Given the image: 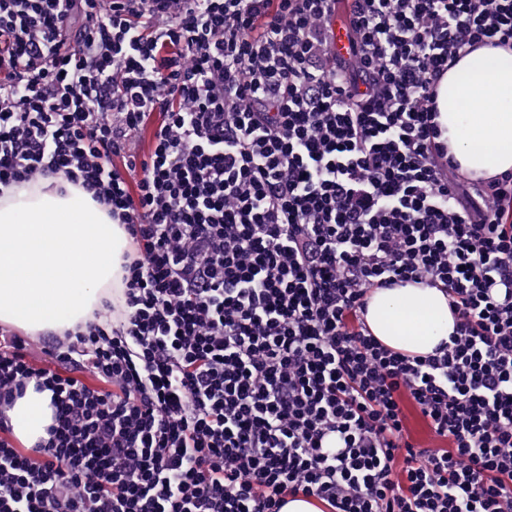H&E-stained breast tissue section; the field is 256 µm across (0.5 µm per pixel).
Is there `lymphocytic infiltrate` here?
<instances>
[{"instance_id": "f902f5d3", "label": "lymphocytic infiltrate", "mask_w": 512, "mask_h": 512, "mask_svg": "<svg viewBox=\"0 0 512 512\" xmlns=\"http://www.w3.org/2000/svg\"><path fill=\"white\" fill-rule=\"evenodd\" d=\"M486 46L512 0H0V198L57 175L127 239L84 323L0 325V512H512V172L437 121ZM414 284L455 318L427 355L365 320ZM10 418L13 433L20 441L29 445L38 441L52 423L50 393L36 392L30 386L25 396L14 404ZM407 416V426L413 439L425 448H438L442 443L430 431L425 421L412 408L405 410Z\"/></svg>"}]
</instances>
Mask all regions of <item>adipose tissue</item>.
Instances as JSON below:
<instances>
[{"mask_svg":"<svg viewBox=\"0 0 512 512\" xmlns=\"http://www.w3.org/2000/svg\"><path fill=\"white\" fill-rule=\"evenodd\" d=\"M442 138L462 172L512 171V49L484 47L440 83ZM22 200L0 201V321L33 332L68 328L93 308L101 288L119 287L122 227L78 189L43 180ZM367 324L386 346L425 355L455 327L447 296L409 285L373 293ZM14 435L33 444L53 419L49 392L28 390L10 412Z\"/></svg>","mask_w":512,"mask_h":512,"instance_id":"ef3b65f1","label":"adipose tissue"}]
</instances>
